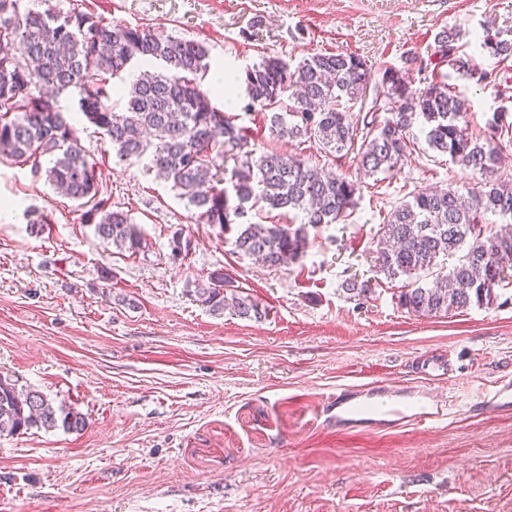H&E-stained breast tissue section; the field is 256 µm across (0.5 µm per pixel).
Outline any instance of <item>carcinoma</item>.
<instances>
[{
    "mask_svg": "<svg viewBox=\"0 0 512 512\" xmlns=\"http://www.w3.org/2000/svg\"><path fill=\"white\" fill-rule=\"evenodd\" d=\"M23 0H0V156L32 162L50 157L47 182L61 195L88 205V221L106 245L135 250L141 233L128 212L100 197L94 164L64 113L60 94L76 90L78 106L101 130L120 159L148 158L157 172L197 210L207 224L230 228L253 207L294 214L288 224H242L235 250L255 256L271 268L299 260L309 229L349 216L361 194L358 181L344 174L322 173L297 155L258 151L231 117L211 102L198 78L209 68V49L199 41L177 38L150 28L104 24L89 13L26 8ZM461 31H439L434 38L432 80L423 90L409 77L415 57L401 68L376 75L352 52L317 53L297 66L279 57L263 58L234 77L229 88H244L246 108L264 113L270 136L313 141L340 154L355 151L368 175L390 174L408 149L416 122L428 148L471 172L476 180L446 189L422 188L395 208L376 237L375 269L385 278H406L402 306L418 316L493 304V286L512 283V226L486 235L476 230L491 214L512 220V180L492 178L501 163L490 139L468 133L465 99L448 84L441 67L473 80L476 60L460 52ZM480 47L498 59L483 87L498 94L512 87V39L485 29ZM130 74L126 109L112 111L110 80L135 65ZM372 94L370 120L359 129L345 104ZM238 150L231 187L221 186L218 146ZM452 260L444 268L439 260ZM191 296L213 314L260 321L267 310L235 288L217 270ZM84 416L54 406L37 390H20L0 375V436L36 428L79 433Z\"/></svg>",
    "mask_w": 512,
    "mask_h": 512,
    "instance_id": "carcinoma-1",
    "label": "carcinoma"
}]
</instances>
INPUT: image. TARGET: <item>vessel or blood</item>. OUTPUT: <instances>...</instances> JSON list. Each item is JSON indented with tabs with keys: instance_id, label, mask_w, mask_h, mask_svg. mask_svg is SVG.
Wrapping results in <instances>:
<instances>
[{
	"instance_id": "obj_1",
	"label": "vessel or blood",
	"mask_w": 512,
	"mask_h": 512,
	"mask_svg": "<svg viewBox=\"0 0 512 512\" xmlns=\"http://www.w3.org/2000/svg\"><path fill=\"white\" fill-rule=\"evenodd\" d=\"M335 406L340 429L389 430L408 422L430 424L447 414L445 401L420 386L351 385L337 393Z\"/></svg>"
}]
</instances>
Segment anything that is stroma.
<instances>
[{
    "mask_svg": "<svg viewBox=\"0 0 512 512\" xmlns=\"http://www.w3.org/2000/svg\"><path fill=\"white\" fill-rule=\"evenodd\" d=\"M100 20L202 41L212 72L262 57L298 62L353 52L375 72L416 57L426 88L434 36L461 28L484 69V28L512 31V0H30ZM470 133L491 137L512 179V133L491 121L512 98L462 78ZM112 205L142 243L104 245L84 207L30 165L0 159V373L79 411L82 432L0 437V512H512V409L484 395L512 381V284L491 306L437 317L399 302L402 280L377 277L375 234L423 187L471 179L418 141L390 175L356 154L272 140L262 114H228L262 148L301 154L358 180L346 221L310 230L295 264L240 255L142 160H119L77 105L57 97ZM188 241L172 252V239ZM220 270L268 310L262 321L214 315L190 292ZM374 281L369 298L344 281ZM432 363L448 372L428 377ZM426 384L447 403L430 425L337 430L332 400L349 385Z\"/></svg>",
    "mask_w": 512,
    "mask_h": 512,
    "instance_id": "1",
    "label": "stroma"
}]
</instances>
